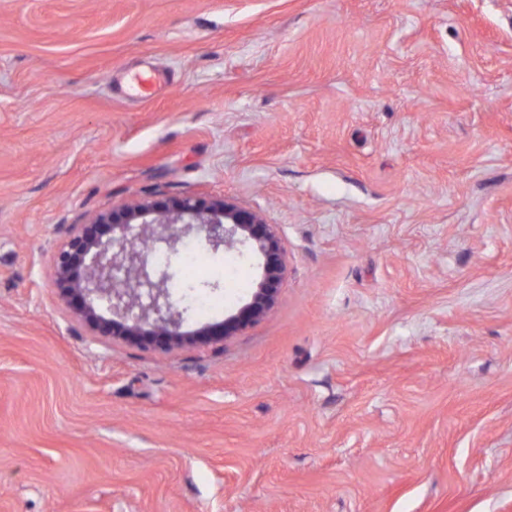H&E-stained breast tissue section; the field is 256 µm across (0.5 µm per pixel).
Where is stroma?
<instances>
[{
    "label": "stroma",
    "mask_w": 512,
    "mask_h": 512,
    "mask_svg": "<svg viewBox=\"0 0 512 512\" xmlns=\"http://www.w3.org/2000/svg\"><path fill=\"white\" fill-rule=\"evenodd\" d=\"M199 194L272 310L91 335L74 225ZM159 253L188 330L261 279ZM0 512H512V0H0Z\"/></svg>",
    "instance_id": "1"
}]
</instances>
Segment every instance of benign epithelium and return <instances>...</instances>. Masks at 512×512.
Masks as SVG:
<instances>
[{"label": "benign epithelium", "mask_w": 512, "mask_h": 512, "mask_svg": "<svg viewBox=\"0 0 512 512\" xmlns=\"http://www.w3.org/2000/svg\"><path fill=\"white\" fill-rule=\"evenodd\" d=\"M192 230L215 249L233 246L258 253L263 274L250 301L236 314L186 331L185 310L167 288L170 275L155 267L138 243L175 245ZM53 267L62 295L77 302L92 332L160 350L235 335L272 309L285 276L273 225L223 197L194 195L96 214L88 223L74 226L56 252Z\"/></svg>", "instance_id": "7a95c632"}]
</instances>
